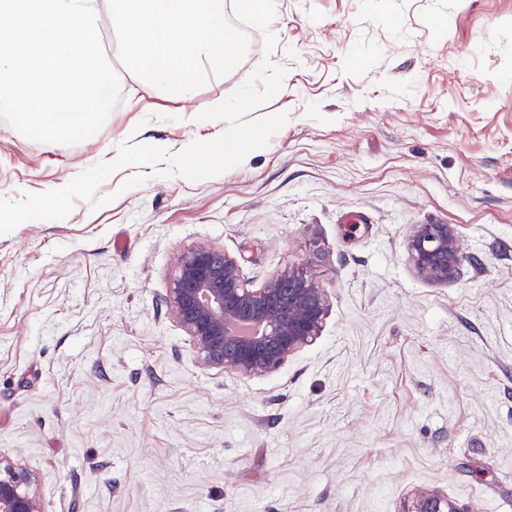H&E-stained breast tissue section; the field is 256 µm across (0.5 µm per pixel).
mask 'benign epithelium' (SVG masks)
I'll use <instances>...</instances> for the list:
<instances>
[{
    "mask_svg": "<svg viewBox=\"0 0 512 512\" xmlns=\"http://www.w3.org/2000/svg\"><path fill=\"white\" fill-rule=\"evenodd\" d=\"M408 251L417 274L431 281H448L462 261L450 224L416 225ZM165 300L204 366L244 377L277 371L316 341L328 315L324 290L307 271L289 267L252 288L233 256L208 246L179 255ZM37 481L33 470L0 455V512H43ZM405 512L469 510L423 494Z\"/></svg>",
    "mask_w": 512,
    "mask_h": 512,
    "instance_id": "7a95c632",
    "label": "benign epithelium"
}]
</instances>
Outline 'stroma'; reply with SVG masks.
<instances>
[{"label":"stroma","instance_id":"35a3bbf8","mask_svg":"<svg viewBox=\"0 0 512 512\" xmlns=\"http://www.w3.org/2000/svg\"><path fill=\"white\" fill-rule=\"evenodd\" d=\"M268 32L194 102L143 108L130 72L93 139L0 120V196L42 193L127 139L176 154L195 109L264 58L288 122L230 171L125 188L0 234V454L44 512H402L436 493L512 512V0H275ZM452 225L453 280L419 277L415 225ZM209 245L253 287L304 266L321 336L278 371L207 369L163 301Z\"/></svg>","mask_w":512,"mask_h":512}]
</instances>
